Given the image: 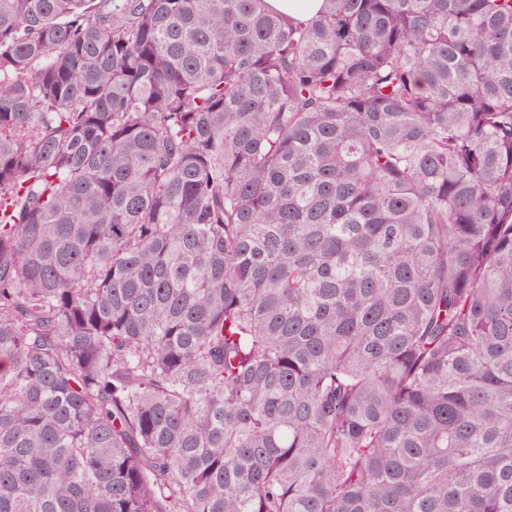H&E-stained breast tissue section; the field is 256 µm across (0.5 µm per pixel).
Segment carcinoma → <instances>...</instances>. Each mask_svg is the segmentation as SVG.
Returning <instances> with one entry per match:
<instances>
[{
	"instance_id": "cac0c4a2",
	"label": "carcinoma",
	"mask_w": 512,
	"mask_h": 512,
	"mask_svg": "<svg viewBox=\"0 0 512 512\" xmlns=\"http://www.w3.org/2000/svg\"><path fill=\"white\" fill-rule=\"evenodd\" d=\"M0 512H512V0H0ZM276 10L298 21H304L314 14L321 5V0H267Z\"/></svg>"
}]
</instances>
